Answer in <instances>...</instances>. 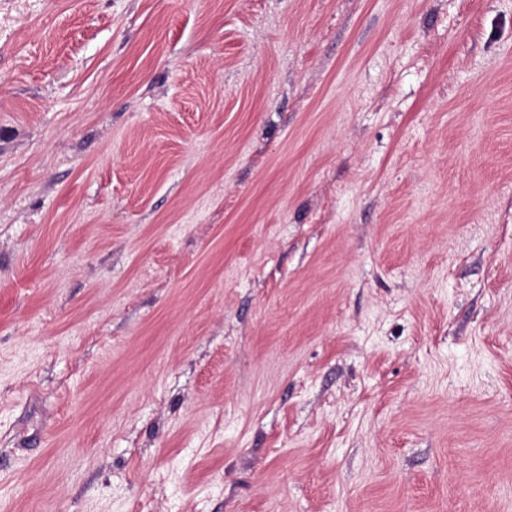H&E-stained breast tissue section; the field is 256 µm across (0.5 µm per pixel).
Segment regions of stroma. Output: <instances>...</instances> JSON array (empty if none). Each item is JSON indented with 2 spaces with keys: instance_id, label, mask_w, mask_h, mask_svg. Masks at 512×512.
<instances>
[{
  "instance_id": "stroma-1",
  "label": "stroma",
  "mask_w": 512,
  "mask_h": 512,
  "mask_svg": "<svg viewBox=\"0 0 512 512\" xmlns=\"http://www.w3.org/2000/svg\"><path fill=\"white\" fill-rule=\"evenodd\" d=\"M0 512H512V0H0Z\"/></svg>"
}]
</instances>
